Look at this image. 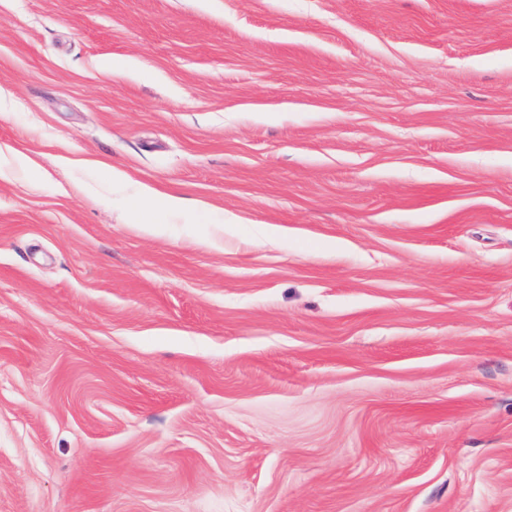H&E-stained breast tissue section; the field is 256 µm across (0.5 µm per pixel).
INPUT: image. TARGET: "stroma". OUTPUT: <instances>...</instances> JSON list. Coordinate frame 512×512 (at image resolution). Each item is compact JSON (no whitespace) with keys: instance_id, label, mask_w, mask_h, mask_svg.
<instances>
[{"instance_id":"35a3bbf8","label":"stroma","mask_w":512,"mask_h":512,"mask_svg":"<svg viewBox=\"0 0 512 512\" xmlns=\"http://www.w3.org/2000/svg\"><path fill=\"white\" fill-rule=\"evenodd\" d=\"M0 512H512V0H0ZM158 197L168 211H181L185 207V200L177 193L158 196L152 189H143L140 198L130 204V208L137 214L139 224H149L143 219V215L153 207Z\"/></svg>"}]
</instances>
